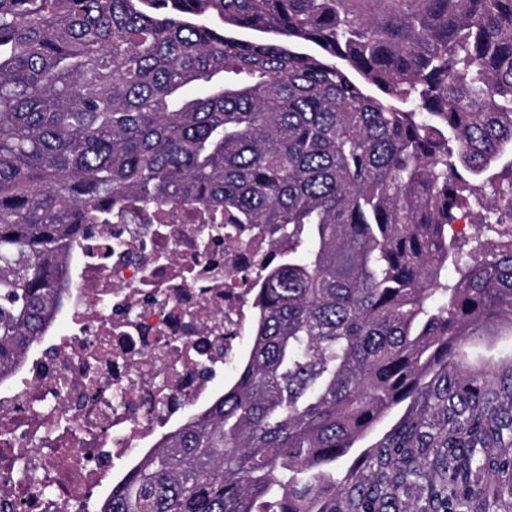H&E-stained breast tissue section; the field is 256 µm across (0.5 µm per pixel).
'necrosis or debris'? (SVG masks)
Returning a JSON list of instances; mask_svg holds the SVG:
<instances>
[{
  "label": "necrosis or debris",
  "instance_id": "obj_1",
  "mask_svg": "<svg viewBox=\"0 0 512 512\" xmlns=\"http://www.w3.org/2000/svg\"><path fill=\"white\" fill-rule=\"evenodd\" d=\"M262 224L88 225L64 312L0 379V512H103L165 433L224 393L253 314Z\"/></svg>",
  "mask_w": 512,
  "mask_h": 512
}]
</instances>
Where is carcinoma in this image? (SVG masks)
Returning <instances> with one entry per match:
<instances>
[{"label": "carcinoma", "instance_id": "1", "mask_svg": "<svg viewBox=\"0 0 512 512\" xmlns=\"http://www.w3.org/2000/svg\"><path fill=\"white\" fill-rule=\"evenodd\" d=\"M356 2L0 0V378L87 224L200 209L286 241L236 379L106 512H333L330 466L407 399L448 413L424 442L457 451L443 500L498 497L472 461L492 399L455 356L512 325V0H389L392 24ZM422 427L377 450L387 483L417 474Z\"/></svg>", "mask_w": 512, "mask_h": 512}]
</instances>
